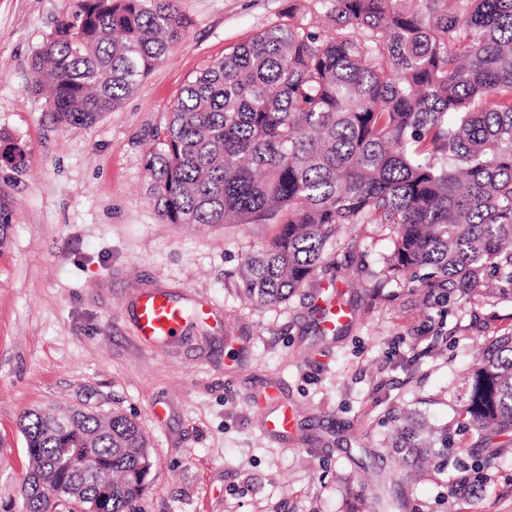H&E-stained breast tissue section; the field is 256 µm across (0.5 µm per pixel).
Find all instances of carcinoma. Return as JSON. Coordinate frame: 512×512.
<instances>
[{"label":"carcinoma","instance_id":"obj_1","mask_svg":"<svg viewBox=\"0 0 512 512\" xmlns=\"http://www.w3.org/2000/svg\"><path fill=\"white\" fill-rule=\"evenodd\" d=\"M32 58L57 121L118 108L182 39L176 0H73ZM187 81L145 168L161 220L272 221L244 257L240 294L274 306L325 264L341 228L385 224L387 280L418 279L447 303L485 278L512 283V0H313ZM0 160L25 150L0 135ZM457 429L484 446L512 435V334L463 374ZM23 512H136L154 467L139 424L76 406L27 412ZM406 477L448 468V427L395 426ZM76 448L82 467L68 464Z\"/></svg>","mask_w":512,"mask_h":512}]
</instances>
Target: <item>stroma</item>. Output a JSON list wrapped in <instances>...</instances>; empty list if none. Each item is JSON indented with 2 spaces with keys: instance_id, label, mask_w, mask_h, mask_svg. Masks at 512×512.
<instances>
[{
  "instance_id": "35a3bbf8",
  "label": "stroma",
  "mask_w": 512,
  "mask_h": 512,
  "mask_svg": "<svg viewBox=\"0 0 512 512\" xmlns=\"http://www.w3.org/2000/svg\"><path fill=\"white\" fill-rule=\"evenodd\" d=\"M304 0H178L187 28L122 105L63 125L28 89L31 58L71 0H0V134L27 153L0 164L11 214L0 250V512H22L29 468L24 412L80 405L133 418L155 459L140 512H512V445L477 457L485 481L454 492L466 462L454 433L444 473L414 481L390 448L397 417L452 424L455 391L475 353L512 332V291L483 290L446 318L410 283L375 287L390 256L383 224L339 232L341 266L274 307L244 300L245 254L272 224H165L145 157L185 83ZM169 292L194 315L183 337L144 347L131 333L139 293ZM353 312L324 333L321 291ZM293 407L294 433L264 426L268 392ZM393 477L379 486L377 476Z\"/></svg>"
}]
</instances>
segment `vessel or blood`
Instances as JSON below:
<instances>
[{
  "mask_svg": "<svg viewBox=\"0 0 512 512\" xmlns=\"http://www.w3.org/2000/svg\"><path fill=\"white\" fill-rule=\"evenodd\" d=\"M184 325L182 307L166 292H149L136 299L132 311V330L144 345L175 338Z\"/></svg>",
  "mask_w": 512,
  "mask_h": 512,
  "instance_id": "obj_1",
  "label": "vessel or blood"
}]
</instances>
